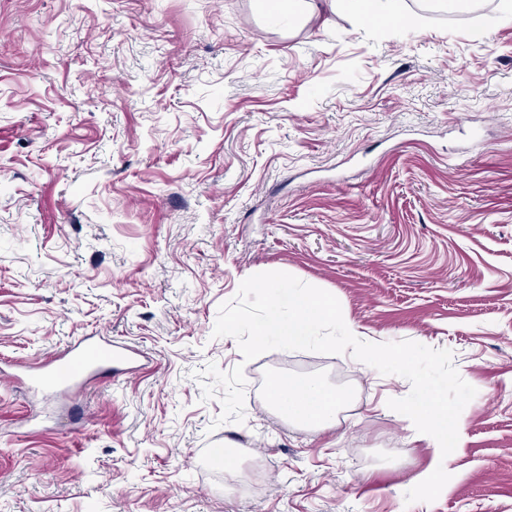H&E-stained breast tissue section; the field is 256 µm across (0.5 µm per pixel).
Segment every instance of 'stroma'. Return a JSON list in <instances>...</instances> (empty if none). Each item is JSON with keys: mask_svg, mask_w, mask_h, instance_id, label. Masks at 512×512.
Returning a JSON list of instances; mask_svg holds the SVG:
<instances>
[{"mask_svg": "<svg viewBox=\"0 0 512 512\" xmlns=\"http://www.w3.org/2000/svg\"><path fill=\"white\" fill-rule=\"evenodd\" d=\"M401 0L288 29L255 0H0V359L75 338L135 371L0 379V512H512V19ZM333 294L359 339L453 353L476 396L438 498L435 449L351 353L243 361L213 337L247 277ZM243 365L244 420L194 374ZM336 389L316 431L262 380ZM267 465L237 495L214 449Z\"/></svg>", "mask_w": 512, "mask_h": 512, "instance_id": "35a3bbf8", "label": "stroma"}]
</instances>
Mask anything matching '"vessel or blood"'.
Returning <instances> with one entry per match:
<instances>
[{"label":"vessel or blood","instance_id":"b4317fda","mask_svg":"<svg viewBox=\"0 0 512 512\" xmlns=\"http://www.w3.org/2000/svg\"><path fill=\"white\" fill-rule=\"evenodd\" d=\"M134 351L113 345L110 340L81 338L45 362L34 378L41 387L72 388L88 381L102 365L135 361Z\"/></svg>","mask_w":512,"mask_h":512}]
</instances>
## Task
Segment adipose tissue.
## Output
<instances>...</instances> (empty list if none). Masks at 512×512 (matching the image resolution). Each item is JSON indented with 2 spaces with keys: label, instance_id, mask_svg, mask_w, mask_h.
Returning a JSON list of instances; mask_svg holds the SVG:
<instances>
[{
  "label": "adipose tissue",
  "instance_id": "ef3b65f1",
  "mask_svg": "<svg viewBox=\"0 0 512 512\" xmlns=\"http://www.w3.org/2000/svg\"><path fill=\"white\" fill-rule=\"evenodd\" d=\"M330 11H343L358 18L381 22L392 18L397 6L394 0H261L260 8L268 16L287 19L295 27L319 17L320 5ZM272 402L302 425L324 430L335 423L341 399L327 386L281 374L269 384Z\"/></svg>",
  "mask_w": 512,
  "mask_h": 512
}]
</instances>
